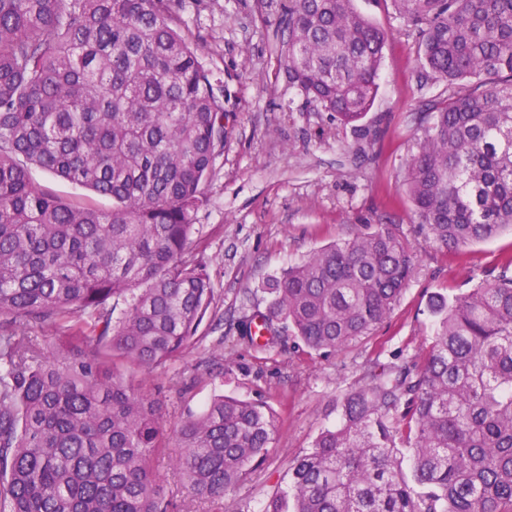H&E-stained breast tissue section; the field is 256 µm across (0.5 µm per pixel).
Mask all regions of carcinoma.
I'll use <instances>...</instances> for the list:
<instances>
[{"label":"carcinoma","instance_id":"carcinoma-1","mask_svg":"<svg viewBox=\"0 0 512 512\" xmlns=\"http://www.w3.org/2000/svg\"><path fill=\"white\" fill-rule=\"evenodd\" d=\"M172 2L0 0V512H169L150 457L170 441L192 512L278 431L271 408L222 394L169 428L133 386L194 344L213 297L191 237L226 109ZM391 3L454 88L407 163L418 223L447 250L512 232V0ZM277 31L292 83L357 125L387 32L355 0H281ZM32 167L112 210L42 190ZM414 271L387 227L316 250L266 278L264 330L343 350ZM428 310L422 360L344 393L261 512H512V277Z\"/></svg>","mask_w":512,"mask_h":512}]
</instances>
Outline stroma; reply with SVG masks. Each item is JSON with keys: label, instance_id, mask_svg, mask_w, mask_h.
Here are the masks:
<instances>
[{"label": "stroma", "instance_id": "obj_1", "mask_svg": "<svg viewBox=\"0 0 512 512\" xmlns=\"http://www.w3.org/2000/svg\"><path fill=\"white\" fill-rule=\"evenodd\" d=\"M280 0H176L184 32L216 93L224 97V143L204 186L196 251L214 288L220 330L201 324L199 342L137 384L159 402L168 423L214 391L266 403L281 427L266 459L250 466L223 500L197 512H260L288 481V466L336 422L339 395L363 383L367 363L419 362L431 341V295L476 287L512 258V236L458 251L427 239L405 189L430 100L446 97L426 73L419 35L390 0H356L385 29L380 89L360 126L336 121L288 78L276 38ZM391 229L415 256V273L391 316L367 338L332 355L299 350L292 337L249 344L241 323L265 312L267 276L313 251Z\"/></svg>", "mask_w": 512, "mask_h": 512}]
</instances>
